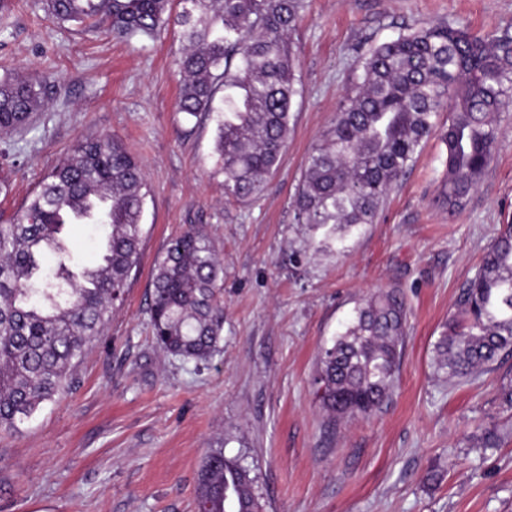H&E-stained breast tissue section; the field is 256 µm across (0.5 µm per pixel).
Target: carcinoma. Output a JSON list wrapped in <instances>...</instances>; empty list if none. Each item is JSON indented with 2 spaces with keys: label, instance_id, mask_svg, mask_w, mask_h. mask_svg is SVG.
I'll use <instances>...</instances> for the list:
<instances>
[{
  "label": "carcinoma",
  "instance_id": "1",
  "mask_svg": "<svg viewBox=\"0 0 512 512\" xmlns=\"http://www.w3.org/2000/svg\"><path fill=\"white\" fill-rule=\"evenodd\" d=\"M182 52L178 111L217 114L216 151L225 193L257 199L291 134L298 58L290 38L306 0H178ZM60 24H107L119 38L164 29L173 0H46ZM360 73L333 125L309 155L295 199L299 224H373L391 191L434 133L445 146L441 206L454 212L479 183L496 147L495 117L512 103V33L472 36L448 23L404 26L360 58ZM48 98V82L0 76V136L24 130ZM448 109V120L439 112ZM145 183L140 163L106 134L79 142L0 224V430L19 429L68 388L75 360L112 320L141 258ZM108 231L95 263L70 265L64 230ZM47 253L58 256L53 268ZM223 266L214 242L191 224L156 257L150 324L160 349L208 362L219 353ZM461 317L436 345L437 366L466 379L512 355V221L501 225L459 299ZM407 308L398 291L357 306L321 350L315 384L336 422L365 418L395 387ZM199 512H259L248 470L212 451L197 483Z\"/></svg>",
  "mask_w": 512,
  "mask_h": 512
}]
</instances>
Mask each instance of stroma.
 Listing matches in <instances>:
<instances>
[{
  "mask_svg": "<svg viewBox=\"0 0 512 512\" xmlns=\"http://www.w3.org/2000/svg\"><path fill=\"white\" fill-rule=\"evenodd\" d=\"M423 22L512 31V0H307L292 34L299 94L288 148L261 196L242 203L224 194L215 120L176 109L179 27L125 41L101 25L57 24L44 0H0V72L54 78L46 108L0 138V221L99 134L123 141L147 190L123 306L70 388L19 431H0V512H198V471L215 449L247 468L262 512H512V426L497 401L512 358L457 381L438 371L435 351L461 289L512 220V105L455 212L435 202L445 149L434 135L376 223L338 242L293 221L309 153L361 55ZM191 224L224 264L223 341L208 362L166 355L150 326L154 260ZM392 287L410 309L397 386L370 416L330 421L312 383L320 350L356 306ZM493 426L502 446L481 447ZM431 470L439 477L429 482Z\"/></svg>",
  "mask_w": 512,
  "mask_h": 512,
  "instance_id": "35a3bbf8",
  "label": "stroma"
}]
</instances>
